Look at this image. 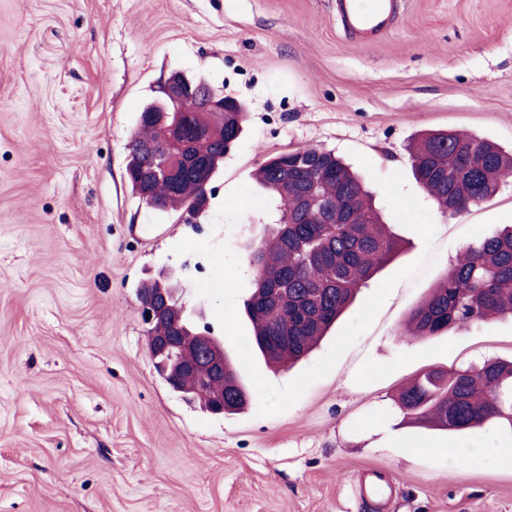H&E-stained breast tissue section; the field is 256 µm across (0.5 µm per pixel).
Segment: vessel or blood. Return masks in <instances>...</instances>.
Instances as JSON below:
<instances>
[{
	"instance_id": "b4317fda",
	"label": "vessel or blood",
	"mask_w": 512,
	"mask_h": 512,
	"mask_svg": "<svg viewBox=\"0 0 512 512\" xmlns=\"http://www.w3.org/2000/svg\"><path fill=\"white\" fill-rule=\"evenodd\" d=\"M344 30L363 41L384 35L397 14V0H336Z\"/></svg>"
}]
</instances>
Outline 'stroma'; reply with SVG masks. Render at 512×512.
<instances>
[{"instance_id": "obj_1", "label": "stroma", "mask_w": 512, "mask_h": 512, "mask_svg": "<svg viewBox=\"0 0 512 512\" xmlns=\"http://www.w3.org/2000/svg\"><path fill=\"white\" fill-rule=\"evenodd\" d=\"M204 76L244 101L247 124L213 177L203 217L149 209L125 178L138 112L170 75ZM447 129L512 150V0H402L390 31L347 38L331 0H0V512H512V465L450 466L413 441L447 435L394 402L427 368L512 360V319L419 340L410 310L457 251L512 225V173L480 205L443 215L416 182L408 146ZM324 148L362 174L399 241L285 385L329 350L379 284L423 255L372 325L286 411L259 398L235 414L186 403L154 368L137 290L178 274L180 298L223 329L174 255L183 239L228 242L244 286L248 249L275 211L212 223L269 155ZM402 172L436 226L432 245L396 221L376 176ZM382 471L385 510L363 496Z\"/></svg>"}]
</instances>
